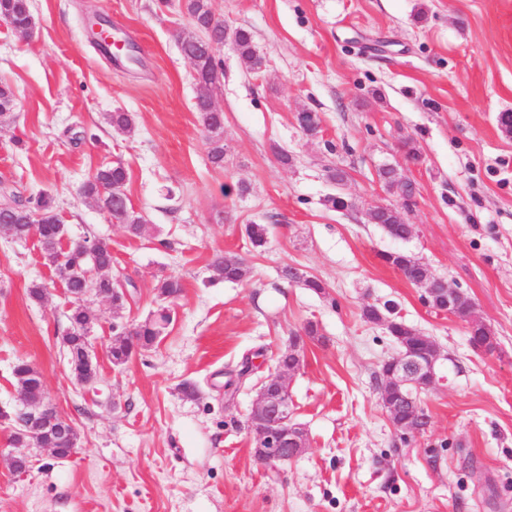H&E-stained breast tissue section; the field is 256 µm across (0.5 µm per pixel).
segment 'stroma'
<instances>
[{
  "mask_svg": "<svg viewBox=\"0 0 512 512\" xmlns=\"http://www.w3.org/2000/svg\"><path fill=\"white\" fill-rule=\"evenodd\" d=\"M32 3L30 37L0 21V85L14 92L0 122V195L52 196L68 238L105 240L128 287L122 309L91 301L99 377L80 387L60 345L63 281L36 238H0V406L14 405L13 368L27 362L79 434L72 456L36 451L18 472L0 423V512H512V134L499 123L512 112V0H210L265 59L251 73L231 46L216 53L220 168L180 50L195 30L185 0ZM102 27L136 47V63L101 50ZM305 110L320 117L317 135L298 124ZM115 112L131 115L128 133L113 132ZM118 162L154 234L131 236L83 195ZM386 165L413 184L411 204L380 180ZM336 168L343 184L327 177ZM339 192L342 211L328 203ZM378 206L399 210L411 237L370 223ZM253 221L271 227L258 250L245 234ZM396 250L473 302L495 353L475 351L464 321L381 260ZM224 253L247 261L249 282L214 281ZM286 265L325 294L284 283ZM166 276L183 286L169 303L156 288ZM35 283L44 301L30 298ZM164 304L166 333L114 366L115 328ZM368 306L440 348L436 382L417 395L421 432L382 405L381 369L399 347ZM310 321L320 334L290 383L308 448L267 467L247 419L274 358ZM254 352L258 369L225 400L226 371ZM186 382L197 397L182 394Z\"/></svg>",
  "mask_w": 512,
  "mask_h": 512,
  "instance_id": "stroma-1",
  "label": "stroma"
}]
</instances>
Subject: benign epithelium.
<instances>
[{"instance_id":"7a95c632","label":"benign epithelium","mask_w":512,"mask_h":512,"mask_svg":"<svg viewBox=\"0 0 512 512\" xmlns=\"http://www.w3.org/2000/svg\"><path fill=\"white\" fill-rule=\"evenodd\" d=\"M440 301L444 303L443 311L456 317L466 297L448 287L441 289ZM462 320L468 324L469 342L473 349L485 354L495 351L496 344L491 337L485 335L486 324L480 318L469 312ZM379 323L395 335L400 346L399 354L384 364L383 406L392 418L409 415L403 421L404 429L419 432L428 426L427 416L413 393L404 395L400 389L405 385L427 389L434 384L435 364L440 357V348L431 337L421 333L416 336L417 342L408 345L403 337L397 335L391 319L382 317ZM291 376L292 372L285 370L269 376L261 383L252 408L251 416L256 419L254 439L258 459L266 464L291 461L306 450L303 429L293 422ZM15 398L17 405L23 406V409L14 431L24 434L28 441L26 447L12 455L14 470H25L29 454L34 450H47L54 458H65L74 452L78 445L75 439L70 440L65 448L56 447L47 440V436L68 425V421L44 401V386H39L34 397L17 389Z\"/></svg>"}]
</instances>
